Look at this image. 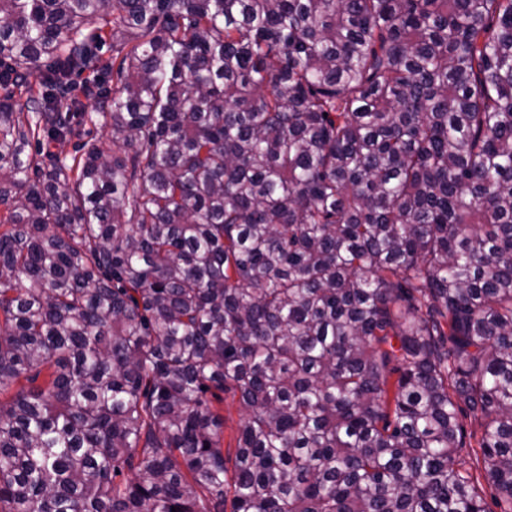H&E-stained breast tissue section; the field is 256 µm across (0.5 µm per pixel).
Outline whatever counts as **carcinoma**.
<instances>
[{"label": "carcinoma", "mask_w": 512, "mask_h": 512, "mask_svg": "<svg viewBox=\"0 0 512 512\" xmlns=\"http://www.w3.org/2000/svg\"><path fill=\"white\" fill-rule=\"evenodd\" d=\"M0 90V512H512V0H0ZM83 102L87 104L88 106L85 109V116H77L74 119V124L76 127V130H80L81 132L87 131L90 128L91 134L89 136L83 137L82 139H77L76 137L72 138L70 141H66L65 143L61 145H57L55 148H52V151L58 152L61 154V156L67 155L68 157L70 155L75 154V147L78 144H81L83 141H86L92 137H99L102 134V131L98 127H94L93 125L87 123L86 117L87 115L92 112L91 104L83 99ZM86 123V125H85ZM215 407L220 415L224 416V433L221 435V446L224 448V455H227L228 452L233 455L245 411L240 405L238 397H233L231 393H225L224 402L215 403ZM465 429V445L464 448H458L461 460H463L467 467L479 475L482 468V451L478 448L477 439L480 435V427L478 423L471 420L469 417L463 418Z\"/></svg>", "instance_id": "cac0c4a2"}]
</instances>
